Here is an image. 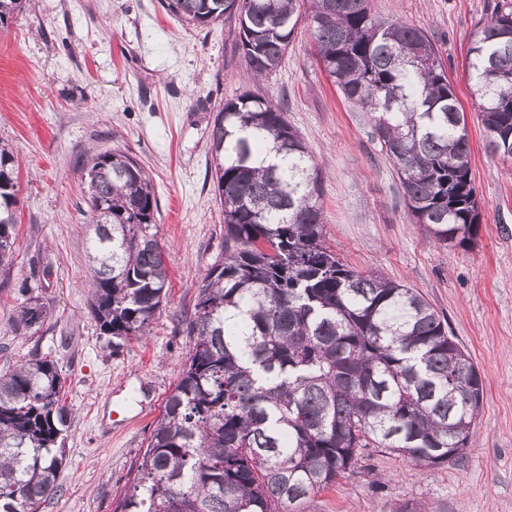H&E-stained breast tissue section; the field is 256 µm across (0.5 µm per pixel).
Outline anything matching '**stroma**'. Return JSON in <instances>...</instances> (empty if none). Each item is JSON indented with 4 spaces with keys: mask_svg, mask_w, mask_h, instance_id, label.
Returning a JSON list of instances; mask_svg holds the SVG:
<instances>
[{
    "mask_svg": "<svg viewBox=\"0 0 512 512\" xmlns=\"http://www.w3.org/2000/svg\"><path fill=\"white\" fill-rule=\"evenodd\" d=\"M498 0H371L433 40L466 115L481 205L472 250L411 224L370 117L341 97L299 22L278 71L260 81L236 48V20L184 25L161 0H28L0 31V142L14 149L19 207L11 269H0V370L32 347L67 377L73 411L57 491L40 512H113L179 380L200 275L223 247L210 138L224 102L280 104L322 172L325 242L342 261L416 289L448 320L485 378L466 456L425 467L386 448L313 494L304 512H512V159L486 147L466 72L471 33ZM129 150L149 172L169 291L147 336L113 349L88 313L81 170L89 150ZM51 265L38 337L8 322L16 283ZM382 486H374L376 477Z\"/></svg>",
    "mask_w": 512,
    "mask_h": 512,
    "instance_id": "stroma-1",
    "label": "stroma"
}]
</instances>
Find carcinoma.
<instances>
[{
    "label": "carcinoma",
    "mask_w": 512,
    "mask_h": 512,
    "mask_svg": "<svg viewBox=\"0 0 512 512\" xmlns=\"http://www.w3.org/2000/svg\"><path fill=\"white\" fill-rule=\"evenodd\" d=\"M25 0H0V27ZM177 21H238L236 45L258 78L278 71L300 15L343 97L369 113L412 223L467 251L480 224L471 145L431 38L370 0H164ZM471 98L491 153L512 158V5L472 33ZM224 251L197 281L192 346L114 512H299L312 494L388 448L418 465L463 456L485 380L417 290L343 263L324 243L321 173L287 113L244 93L211 132ZM87 187L89 310L122 346L148 333L168 271L152 178L130 154L92 151ZM14 154L0 145V268L12 261ZM18 285L9 329L34 336L50 316ZM66 378L34 351L0 372V512H39L57 489L71 419Z\"/></svg>",
    "instance_id": "carcinoma-1"
}]
</instances>
